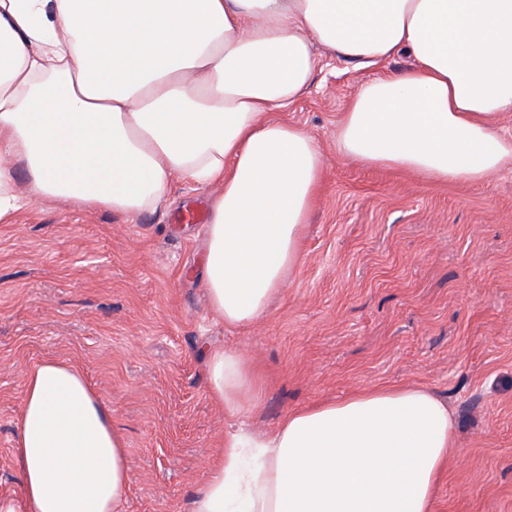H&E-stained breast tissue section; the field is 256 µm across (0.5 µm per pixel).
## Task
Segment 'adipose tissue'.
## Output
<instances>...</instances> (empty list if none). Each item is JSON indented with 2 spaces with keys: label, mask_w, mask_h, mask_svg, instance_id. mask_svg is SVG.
<instances>
[{
  "label": "adipose tissue",
  "mask_w": 512,
  "mask_h": 512,
  "mask_svg": "<svg viewBox=\"0 0 512 512\" xmlns=\"http://www.w3.org/2000/svg\"><path fill=\"white\" fill-rule=\"evenodd\" d=\"M319 46L359 67L411 59L343 113L357 165L432 184L512 166L496 124L512 111V0H0V223L34 199L133 223L174 182L218 186L205 287L227 328L248 329L298 270L322 188L320 144L280 117ZM206 379L239 424L192 512H435L456 423L430 391L362 389L260 432L240 352L210 349ZM15 460L0 512H121L132 480L107 407L52 360L27 374Z\"/></svg>",
  "instance_id": "1"
}]
</instances>
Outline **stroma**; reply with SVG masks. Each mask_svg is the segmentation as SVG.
I'll return each mask as SVG.
<instances>
[{"mask_svg": "<svg viewBox=\"0 0 512 512\" xmlns=\"http://www.w3.org/2000/svg\"><path fill=\"white\" fill-rule=\"evenodd\" d=\"M328 60L288 111L320 143L324 187L299 272L250 329H225L203 283L215 190L175 184L168 205L128 223L49 201L0 224V494L19 488L16 419L26 375L78 366L108 407L132 482L123 512H190L230 425L212 401L208 348L248 357L261 381L250 423L377 386H420L448 403L457 449L436 512H512V167L480 182L423 184L363 168L336 132L366 81Z\"/></svg>", "mask_w": 512, "mask_h": 512, "instance_id": "35a3bbf8", "label": "stroma"}]
</instances>
